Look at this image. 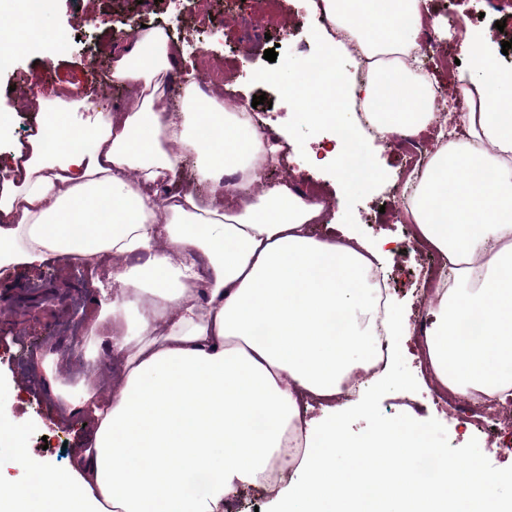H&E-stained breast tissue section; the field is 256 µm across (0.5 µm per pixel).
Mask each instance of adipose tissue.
<instances>
[{
    "label": "adipose tissue",
    "mask_w": 512,
    "mask_h": 512,
    "mask_svg": "<svg viewBox=\"0 0 512 512\" xmlns=\"http://www.w3.org/2000/svg\"><path fill=\"white\" fill-rule=\"evenodd\" d=\"M12 21L0 31V67L41 42L50 0H0ZM323 10L368 62L361 93L377 105L390 136L415 135L433 119L429 86L402 60L417 46L422 0H322ZM329 41L321 74L288 82V100L307 92L311 114L342 123L350 93ZM465 49L474 70L462 77L471 102L461 124L468 142L449 143L431 162L412 200L417 235L453 266L452 298L431 311L425 332L439 382L460 395L512 396V73L509 93L485 97L491 57L477 35ZM175 55L163 29L147 27L117 48L112 79L129 84L126 112L79 117L87 100L68 91L36 96L38 133L18 155L16 177L0 185V275L75 254L96 285L122 297L103 303L86 326L89 346L123 357L111 398L90 382L70 389L57 369L47 382L72 413L95 418L84 449L66 469L30 470L21 430L0 422V512H224L235 486L266 480L290 437L303 441L305 477L280 494L278 512H512L477 465L416 480L423 455L444 457L425 432L392 425L360 441L335 425L302 419L300 403L335 401L342 383L368 367L378 335L389 345L407 332L392 302L366 281L384 250L314 235L322 200L291 183L245 193L255 170L278 162L282 144L227 110L220 94L187 87L181 120L167 113L166 78ZM89 140L86 151L81 141ZM217 186L210 199L165 197L146 185L176 182L187 156ZM115 265L99 266L101 254ZM479 318V338L461 330Z\"/></svg>",
    "instance_id": "obj_1"
}]
</instances>
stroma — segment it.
<instances>
[{"label": "stroma", "mask_w": 512, "mask_h": 512, "mask_svg": "<svg viewBox=\"0 0 512 512\" xmlns=\"http://www.w3.org/2000/svg\"><path fill=\"white\" fill-rule=\"evenodd\" d=\"M424 10L438 31L439 47L456 55L461 72L472 68L461 49L468 29L482 34L496 69L507 71L501 49L512 39V0H424ZM500 21L505 29H497ZM144 24L166 29L179 48L169 71L172 119L181 116L187 82L205 93L228 82L268 129L288 134L281 163L259 170L253 191L283 181L302 189L317 186L327 204L323 223L314 227L317 237L327 236L329 225L347 224L357 237L385 234L391 239L382 272L394 281L391 298L403 308L409 325L393 373L382 382L364 379L337 397L335 414L312 403L305 418L320 426L336 423L355 441L392 422L424 430L435 447L446 449L449 464L477 459L502 495L512 496V451L497 446L498 440L512 438V429L477 430L433 397L437 383L422 360L418 333L422 312L432 307L421 289L424 260L396 206L410 184L401 153L388 141L364 139L372 174L346 181L340 168L328 162L337 148L331 128L289 111L282 96L280 76L302 73L307 61L324 49L302 0H53L43 27L66 35L68 53L43 46L0 69V113L9 116L8 130L0 137V181L12 175L11 147L26 143L37 127V115L26 103L30 88L48 92L71 83L74 97L90 98L96 111L130 108L128 90L110 77L112 50ZM271 48L277 52L273 62L264 58ZM259 95L266 96V103L253 105ZM98 297L91 271L68 256L0 279V299L6 304L0 310V418L22 430L31 465L66 469L94 427L92 415L68 413L51 392L40 360L60 354L71 337L83 335ZM85 365L81 377L71 374L66 362L58 367L70 386L92 379L102 383L103 395H111L106 381L119 370V358L103 348L86 358Z\"/></svg>", "instance_id": "obj_1"}]
</instances>
